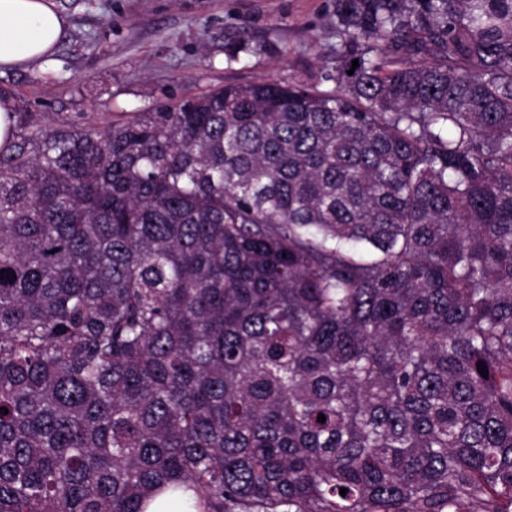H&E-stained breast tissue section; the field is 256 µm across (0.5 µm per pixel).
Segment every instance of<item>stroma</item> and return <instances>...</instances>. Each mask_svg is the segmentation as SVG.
<instances>
[{
	"label": "stroma",
	"mask_w": 512,
	"mask_h": 512,
	"mask_svg": "<svg viewBox=\"0 0 512 512\" xmlns=\"http://www.w3.org/2000/svg\"><path fill=\"white\" fill-rule=\"evenodd\" d=\"M56 60L0 73L40 126L150 112L263 80L318 83L333 65L334 0H54Z\"/></svg>",
	"instance_id": "stroma-1"
}]
</instances>
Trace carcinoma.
<instances>
[{"label": "carcinoma", "instance_id": "obj_1", "mask_svg": "<svg viewBox=\"0 0 512 512\" xmlns=\"http://www.w3.org/2000/svg\"><path fill=\"white\" fill-rule=\"evenodd\" d=\"M334 17L328 90L16 113L0 512H512V0Z\"/></svg>", "mask_w": 512, "mask_h": 512}]
</instances>
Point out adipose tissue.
<instances>
[{"instance_id": "ef3b65f1", "label": "adipose tissue", "mask_w": 512, "mask_h": 512, "mask_svg": "<svg viewBox=\"0 0 512 512\" xmlns=\"http://www.w3.org/2000/svg\"><path fill=\"white\" fill-rule=\"evenodd\" d=\"M67 28L53 0H0V70L44 61Z\"/></svg>"}]
</instances>
